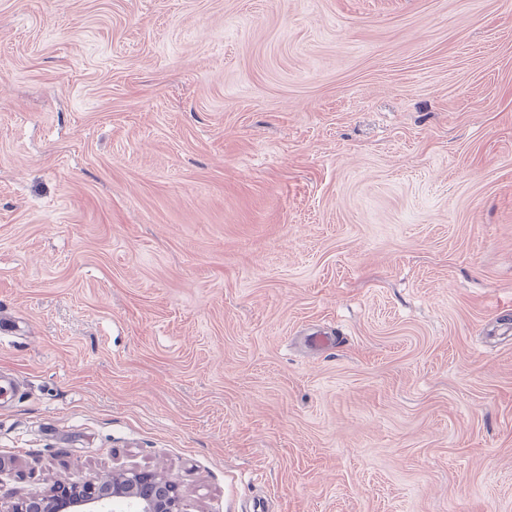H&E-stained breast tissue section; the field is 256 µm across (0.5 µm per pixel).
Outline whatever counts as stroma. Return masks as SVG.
<instances>
[{"mask_svg":"<svg viewBox=\"0 0 512 512\" xmlns=\"http://www.w3.org/2000/svg\"><path fill=\"white\" fill-rule=\"evenodd\" d=\"M0 376V512H512V0H0ZM182 509L176 482L160 483L153 471L144 469L112 471L81 482L69 478L56 481L48 492L27 497L11 511L183 512Z\"/></svg>","mask_w":512,"mask_h":512,"instance_id":"obj_1","label":"stroma"}]
</instances>
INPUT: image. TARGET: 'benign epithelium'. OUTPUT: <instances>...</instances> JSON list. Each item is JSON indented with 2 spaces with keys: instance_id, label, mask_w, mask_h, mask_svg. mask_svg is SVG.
<instances>
[{
  "instance_id": "benign-epithelium-1",
  "label": "benign epithelium",
  "mask_w": 512,
  "mask_h": 512,
  "mask_svg": "<svg viewBox=\"0 0 512 512\" xmlns=\"http://www.w3.org/2000/svg\"><path fill=\"white\" fill-rule=\"evenodd\" d=\"M183 512L176 482L160 483L150 470L112 471L87 481H57L12 512Z\"/></svg>"
}]
</instances>
